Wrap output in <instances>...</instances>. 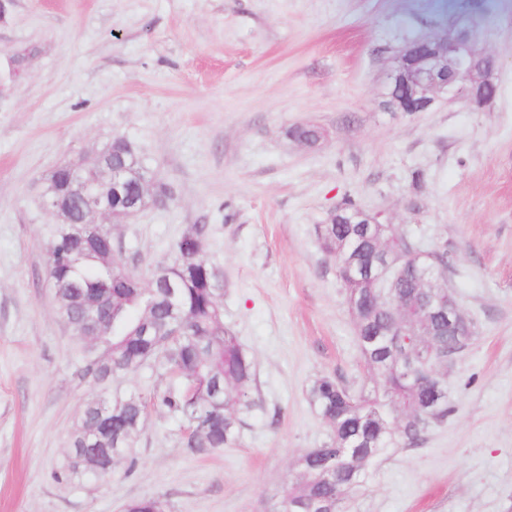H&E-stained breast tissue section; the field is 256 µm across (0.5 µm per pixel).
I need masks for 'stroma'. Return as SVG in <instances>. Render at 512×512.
<instances>
[{"mask_svg":"<svg viewBox=\"0 0 512 512\" xmlns=\"http://www.w3.org/2000/svg\"><path fill=\"white\" fill-rule=\"evenodd\" d=\"M460 17L499 61L475 111L383 107L396 51ZM0 512H269L329 428L306 392L359 381L353 319L316 225L345 201L447 247L448 282L478 336L449 370L454 410L417 448H388L345 512H512V0H10L0 63ZM312 124L315 148L292 139ZM134 142L174 201L114 230L144 263L192 225L223 269L224 323L255 364L260 406L239 442L198 457L148 407L134 467L103 483L52 478L102 386L76 375L84 342L58 319L46 271L54 218L39 193L61 162Z\"/></svg>","mask_w":512,"mask_h":512,"instance_id":"stroma-1","label":"stroma"}]
</instances>
